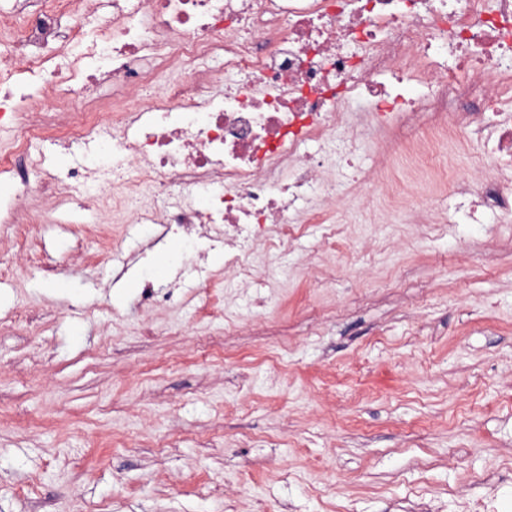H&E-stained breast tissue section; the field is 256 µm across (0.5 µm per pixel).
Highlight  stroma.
<instances>
[{"mask_svg":"<svg viewBox=\"0 0 512 512\" xmlns=\"http://www.w3.org/2000/svg\"><path fill=\"white\" fill-rule=\"evenodd\" d=\"M420 147L385 160L365 129L333 176L347 252L326 224L246 245L249 277L213 251L216 291L119 207L0 223V512H512V223L459 220L446 175L481 141H439L437 180ZM33 155L103 168L112 138ZM99 221L117 261L80 234Z\"/></svg>","mask_w":512,"mask_h":512,"instance_id":"1","label":"stroma"}]
</instances>
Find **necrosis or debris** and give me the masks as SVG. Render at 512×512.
I'll return each instance as SVG.
<instances>
[{
    "mask_svg": "<svg viewBox=\"0 0 512 512\" xmlns=\"http://www.w3.org/2000/svg\"><path fill=\"white\" fill-rule=\"evenodd\" d=\"M13 9L14 34L0 40V127L18 133L0 153L17 186L4 223L31 195L57 207L72 186L94 184L84 169L64 184L31 182L26 159L51 132L65 146L92 141L107 111L113 189L99 191L103 207L127 203L133 223L223 243L225 271L245 275L242 239L283 248L314 218L307 198L331 195L311 147L342 137L356 149L359 107L391 153L405 127L480 136L481 160L456 188L474 212L512 223V0H14ZM68 48L95 69L54 64ZM227 73L242 83L224 85ZM38 80L85 109L19 110ZM107 82L104 104L93 93ZM142 195L161 207L139 205Z\"/></svg>",
    "mask_w": 512,
    "mask_h": 512,
    "instance_id": "obj_1",
    "label": "necrosis or debris"
}]
</instances>
